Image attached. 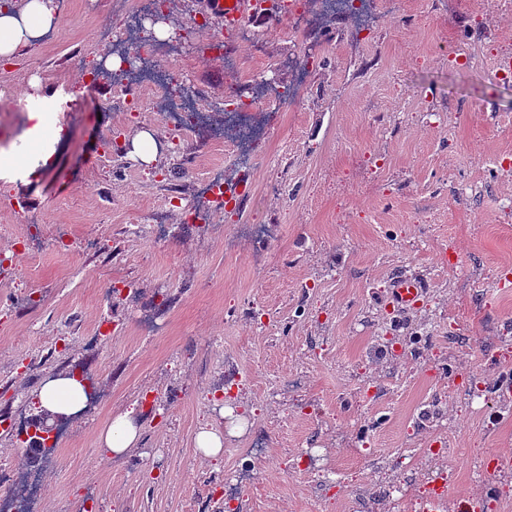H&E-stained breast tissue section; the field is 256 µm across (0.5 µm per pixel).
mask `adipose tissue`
Listing matches in <instances>:
<instances>
[{"label":"adipose tissue","mask_w":512,"mask_h":512,"mask_svg":"<svg viewBox=\"0 0 512 512\" xmlns=\"http://www.w3.org/2000/svg\"><path fill=\"white\" fill-rule=\"evenodd\" d=\"M58 14L51 0H20L17 7L0 9V56L7 58L20 47L40 39L55 27ZM37 398L48 421L72 420L82 416L88 400L86 387L72 372L47 376L41 383ZM141 426L133 412L116 414L101 430V448L115 457H123L137 448Z\"/></svg>","instance_id":"ef3b65f1"}]
</instances>
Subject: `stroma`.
Returning <instances> with one entry per match:
<instances>
[{"instance_id": "35a3bbf8", "label": "stroma", "mask_w": 512, "mask_h": 512, "mask_svg": "<svg viewBox=\"0 0 512 512\" xmlns=\"http://www.w3.org/2000/svg\"><path fill=\"white\" fill-rule=\"evenodd\" d=\"M375 4L368 31L335 12L302 36L259 13L232 40L198 0H170L180 29L207 25L172 65L210 105L229 61L290 86L289 59L317 46L299 108L255 151L254 190L216 214L202 187L233 144L170 132L151 85L132 112L109 77L74 90L124 0H52L57 26L0 69V151L27 150L34 109L62 131L39 178L0 173V416L16 422L0 428V512H225L241 469L240 512H411L442 476L444 512L483 493L487 512H512V471L493 462L512 454L497 390L512 371V79L494 75L512 10ZM118 128L155 131V162L103 159ZM174 191L207 218L156 225ZM400 275L425 285L408 311L388 303ZM81 364L95 401L53 451L29 450L18 431L35 427L42 379ZM224 408L246 428L199 461L193 437ZM129 409L142 439L115 458L98 433ZM441 440L452 458L433 454Z\"/></svg>"}]
</instances>
